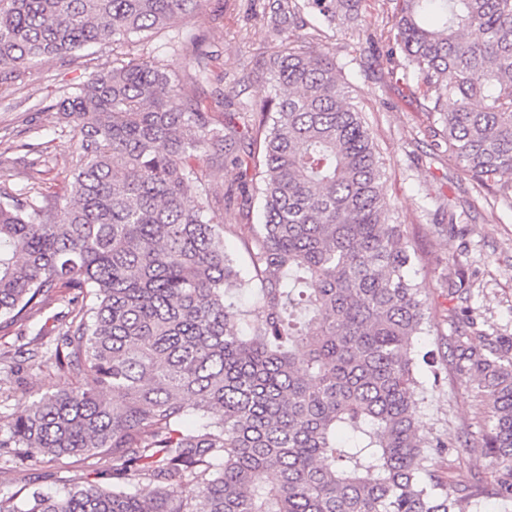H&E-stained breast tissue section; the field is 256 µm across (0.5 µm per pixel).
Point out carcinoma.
Masks as SVG:
<instances>
[{
	"label": "carcinoma",
	"instance_id": "1",
	"mask_svg": "<svg viewBox=\"0 0 512 512\" xmlns=\"http://www.w3.org/2000/svg\"><path fill=\"white\" fill-rule=\"evenodd\" d=\"M202 0H0V85L31 62L175 23ZM386 63L425 87L448 157L512 186V0H389ZM361 0H271L278 99L217 122L180 80L133 58L51 108L75 132L64 193L0 189V319L53 315L61 392L0 418L30 466L110 463L58 497L0 512H470L512 500V336L454 313L491 478L450 482V445L418 424V339L432 331L383 163L336 61L295 44L301 8L340 28ZM198 71L209 55L195 37ZM238 170L218 194L203 155ZM223 203L222 223L207 213ZM262 223H249L255 207ZM241 233L250 270L224 250ZM43 367V343L0 349ZM116 395L109 400L108 394Z\"/></svg>",
	"mask_w": 512,
	"mask_h": 512
}]
</instances>
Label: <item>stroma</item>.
I'll list each match as a JSON object with an SVG mask.
<instances>
[{"label": "stroma", "instance_id": "35a3bbf8", "mask_svg": "<svg viewBox=\"0 0 512 512\" xmlns=\"http://www.w3.org/2000/svg\"><path fill=\"white\" fill-rule=\"evenodd\" d=\"M267 0H204L200 10L172 27L134 43V55L160 60L183 79L193 80L192 91L209 105L216 85H223L236 107L246 108L275 98L279 88L262 77L264 61L278 42L265 17ZM388 0H363L352 28L335 31L307 18L304 33L328 47L341 68L339 77L350 88L365 114L384 162L387 197L408 239L418 253L411 273L421 283L433 334L420 337V353H432L441 381L427 387L421 423L425 429L455 443L459 461L448 468L457 481L489 477L488 461L479 446L481 430L477 405L454 371L450 347L457 334L451 315L460 302L459 287L470 290L487 333L512 336V191L499 185L480 187L436 147L437 123L427 112L416 80L399 83L388 74L384 60L392 27ZM203 40L214 52L207 77L193 79L178 43L185 32ZM117 55L111 44H99L63 58H48L21 69L17 78L0 87V187L16 191L39 183L44 192L61 191L74 151V133L62 125L52 109L61 96L95 72L111 70ZM39 146L43 161L32 166L29 145ZM456 211H449V202ZM60 291H53L43 308L24 326L0 329V346L18 348L41 329L52 330L51 316L59 312ZM12 391L0 397V416L19 413L32 390L56 392L67 387L52 364L42 371L21 370L10 377ZM84 468L69 462L29 467L0 457V499L38 491L58 494L65 480L83 475Z\"/></svg>", "mask_w": 512, "mask_h": 512}]
</instances>
